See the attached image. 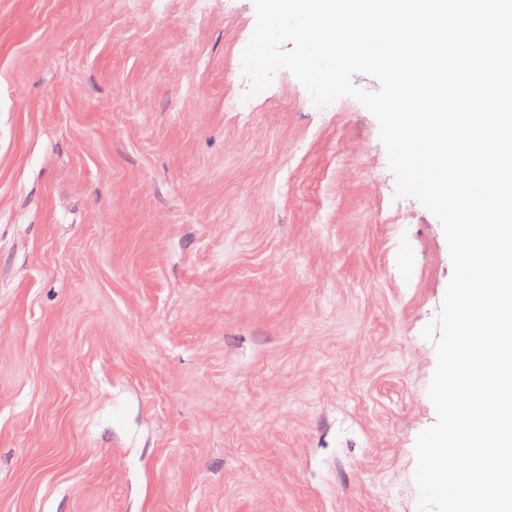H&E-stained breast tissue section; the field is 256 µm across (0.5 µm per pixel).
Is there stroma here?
I'll use <instances>...</instances> for the list:
<instances>
[{
    "instance_id": "obj_1",
    "label": "stroma",
    "mask_w": 512,
    "mask_h": 512,
    "mask_svg": "<svg viewBox=\"0 0 512 512\" xmlns=\"http://www.w3.org/2000/svg\"><path fill=\"white\" fill-rule=\"evenodd\" d=\"M255 23L0 0V512H418L445 235Z\"/></svg>"
}]
</instances>
